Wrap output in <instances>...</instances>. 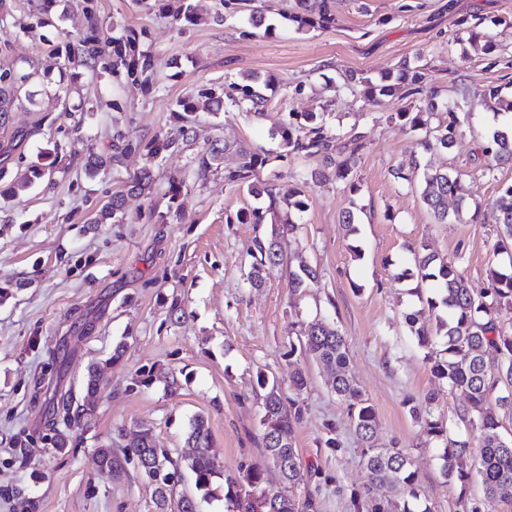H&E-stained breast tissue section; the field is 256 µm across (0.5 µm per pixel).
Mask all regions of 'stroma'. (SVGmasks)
Returning <instances> with one entry per match:
<instances>
[{
    "label": "stroma",
    "instance_id": "obj_1",
    "mask_svg": "<svg viewBox=\"0 0 512 512\" xmlns=\"http://www.w3.org/2000/svg\"><path fill=\"white\" fill-rule=\"evenodd\" d=\"M100 29L98 61L84 63L77 37L86 33L84 0H7L12 14L0 32V62L34 72L33 103H22L0 127L32 130L7 162L6 182L28 181L16 195L0 194V512H157L156 485L134 466L121 478L98 473L92 462L103 444L125 445V433L151 430L159 447L188 454L190 420L208 422L213 454L228 472L259 462L263 450L258 372L290 394L288 350L298 321H334L346 338L351 371L372 404L380 442L410 453L433 512H466L481 497L471 479L460 489L441 474L442 441L428 438L407 397L433 395V413L456 425L463 402L436 380L404 314L415 303L393 276L410 247L428 243L456 258L468 280L483 286L497 240L492 204L512 183V165L496 180L483 178L478 140L494 118L479 108L452 148L429 155L433 166L459 173L475 221L439 224L397 168L421 152L422 132L394 115L399 97L374 104L361 80L381 82L402 66L425 67L435 101L466 92L480 100L488 86L512 91V0H324L333 21L297 29L289 20L298 0H192L195 17L173 22L176 0H93ZM491 32L497 48L483 54L453 41L461 20ZM135 36L148 59L146 82L116 65L114 49ZM346 91H338L341 83ZM254 85L263 117L231 101L237 87ZM223 97L217 113H200L180 135L174 114L182 101ZM330 112L342 135L364 133L356 190L336 179L320 159L285 155L272 132L292 112ZM137 141L124 165L87 175L89 152L111 145L115 132ZM179 139L177 151L156 160L146 143ZM229 143L218 165L199 174L196 156ZM260 153L252 186H232L225 172L239 162L237 147ZM54 166L39 179L31 167L41 154ZM156 174L150 195L125 200L126 223L94 218L142 169ZM181 179L178 196L170 177ZM299 193L298 225L283 241V261L262 287H250V251L264 225L239 214L267 209L269 193ZM358 214L359 233L344 236L341 215ZM316 267L317 286L298 295L290 273ZM181 318L170 313L172 303ZM125 352L109 358L117 344ZM104 368L91 419L73 421L70 441L55 450L48 436L63 398L82 400L89 365ZM308 385L295 446L303 474L294 493L311 512H357L365 502L362 447L348 410L332 395L328 373L306 358ZM152 373L142 385L138 377ZM27 442L15 448V439Z\"/></svg>",
    "mask_w": 512,
    "mask_h": 512
}]
</instances>
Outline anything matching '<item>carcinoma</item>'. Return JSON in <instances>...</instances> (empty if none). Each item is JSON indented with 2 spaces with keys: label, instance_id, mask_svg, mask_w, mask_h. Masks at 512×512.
Listing matches in <instances>:
<instances>
[{
  "label": "carcinoma",
  "instance_id": "obj_1",
  "mask_svg": "<svg viewBox=\"0 0 512 512\" xmlns=\"http://www.w3.org/2000/svg\"><path fill=\"white\" fill-rule=\"evenodd\" d=\"M301 11L291 20L299 27L324 24L331 21L322 5L300 0ZM88 33L82 40L86 54L96 59L99 26L90 8H85ZM121 65L129 76L145 71L142 53L136 40L130 39L119 53ZM34 79V74L14 65H0V125L6 124L9 113L21 104V94ZM403 91L412 99V111L399 112L390 119H403L413 131L421 130L423 151H446L454 145L461 128L468 122L471 112L485 104H493L497 112L512 114V95L503 94L499 86L486 89L477 103L461 96L453 104L439 110L429 96L428 74L419 67H404L395 78L386 77L380 83L370 80L363 85L364 97L372 102ZM35 134L32 129H16L9 139L0 143V161L6 162L12 151ZM277 135L281 147L290 155L320 158L336 167V179L354 191L358 161L365 148L364 135L356 133L345 140L329 127L323 112L294 114L288 123L279 127ZM178 140L156 137L146 144L149 153L158 158L173 152ZM133 144L126 136L116 134V143L107 155H91L88 171L94 175L107 164L118 167L124 164ZM481 155L490 158L482 175L495 177L496 166L512 164V123L501 122L489 128L477 145ZM224 150L212 146L196 158L197 171L209 172L221 160ZM265 163L258 154H247L243 162L228 171L225 181L229 184L247 183L256 168ZM399 177L415 184L421 201L439 224H450L460 219L470 208L468 194L457 174L446 168L431 167L418 159L410 162V173ZM148 170L138 173L127 185L125 192L112 197L94 219L96 224L107 220H124V194L148 195L152 186ZM497 240L495 252L512 258V184L500 189L493 204ZM296 222H271L270 230L255 240L252 262L247 282L253 288L261 287L268 272L280 264V239L291 235ZM413 265L399 270L395 279L407 281L410 293L415 295L422 308L434 316L435 323L420 318V313L406 315V323L417 344L426 351L425 359L431 364L434 377L448 386V392L465 400L460 421L463 427L477 429L482 435L479 477L484 495L469 502L468 512H498L501 504H512V431L503 425V414L512 411V335H505L497 324V312L512 306V269L493 267L485 284L474 287L460 268V260H448L421 244L410 248ZM318 281L317 269L308 264L299 266L291 274V288L297 293ZM305 355L321 364L331 373L330 391L348 408L350 423L358 441L363 445V468L367 491L388 486L396 494L372 504L373 512H433L422 491L412 458L401 448H389L378 442L375 410L364 398L350 370V356L345 338L335 324L323 319L300 323L297 342L290 344L288 356ZM293 396L285 399L277 383L269 382L265 374L257 376V383L264 390L261 425L263 428V459L261 462L241 467L234 474L224 475L225 498L232 512H303L309 504H300L293 489L302 480L294 443V423L302 414L300 396L307 388V378L301 369L289 374ZM102 374L97 366L87 369L84 381L85 395L77 408L64 403L58 408L62 424L70 425L73 418L90 417L101 389ZM433 397L406 400L411 415L422 424L426 435L446 439L440 454L441 471L460 485V495L466 496L470 479L468 442L462 434L448 436L443 420L431 410ZM186 441L193 451L188 456L173 457L168 448L158 447L148 430H134L126 447L133 449L140 472L158 482L156 507L158 512H168L174 491L171 473H161L151 468L159 460L163 468L186 466L196 476V488L209 491L212 478L221 473L222 465L211 453L212 435L206 419L193 417L186 433ZM94 465L102 474L119 477L125 473L127 454L112 445H102L95 450ZM277 471L280 486L266 485L265 472Z\"/></svg>",
  "mask_w": 512,
  "mask_h": 512
}]
</instances>
